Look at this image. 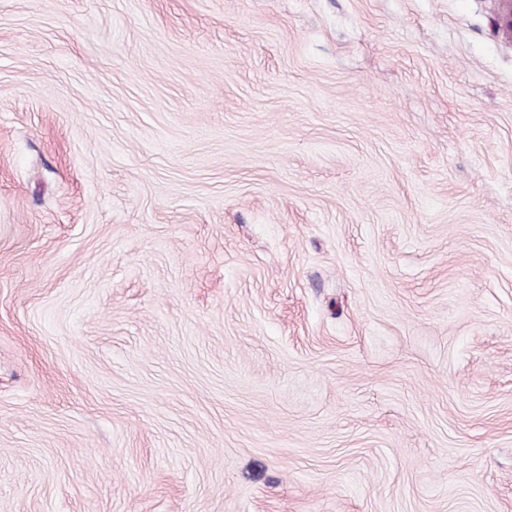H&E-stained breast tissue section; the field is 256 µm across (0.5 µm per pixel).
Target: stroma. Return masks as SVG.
I'll use <instances>...</instances> for the list:
<instances>
[{"label": "stroma", "instance_id": "35a3bbf8", "mask_svg": "<svg viewBox=\"0 0 512 512\" xmlns=\"http://www.w3.org/2000/svg\"><path fill=\"white\" fill-rule=\"evenodd\" d=\"M499 0H0V512H512Z\"/></svg>", "mask_w": 512, "mask_h": 512}]
</instances>
